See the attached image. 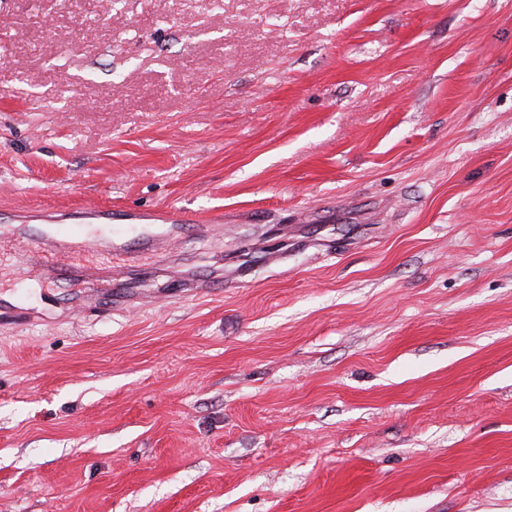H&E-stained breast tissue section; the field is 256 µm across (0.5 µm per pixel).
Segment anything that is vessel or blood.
<instances>
[{"mask_svg":"<svg viewBox=\"0 0 512 512\" xmlns=\"http://www.w3.org/2000/svg\"><path fill=\"white\" fill-rule=\"evenodd\" d=\"M45 220V215L36 211L1 209L0 246L23 242L36 266L50 276L92 283L111 277L116 270L170 254L184 226L200 223L201 218L178 209L124 211L86 204L55 216L58 230H47ZM131 220L162 223L167 232L141 237L130 246L114 244L111 225Z\"/></svg>","mask_w":512,"mask_h":512,"instance_id":"obj_1","label":"vessel or blood"}]
</instances>
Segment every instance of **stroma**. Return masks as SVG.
Segmentation results:
<instances>
[{"label":"stroma","instance_id":"obj_1","mask_svg":"<svg viewBox=\"0 0 512 512\" xmlns=\"http://www.w3.org/2000/svg\"><path fill=\"white\" fill-rule=\"evenodd\" d=\"M0 16V207L223 218L0 249V512H512V0ZM54 219H46V218ZM163 223L167 233L163 236H143L132 246L117 247L112 241V223L125 221ZM56 224L77 221L68 231L47 230L43 222ZM109 229L90 234L88 222ZM204 219L195 213L171 210L124 211L107 209L99 204H84L79 209L47 216L36 211L0 210V248L5 242L20 241L36 266L54 278L92 283L101 278H112L117 269H128L134 263L171 254L186 224H198ZM209 228L212 225L198 224ZM83 257L82 261L76 259Z\"/></svg>","mask_w":512,"mask_h":512}]
</instances>
